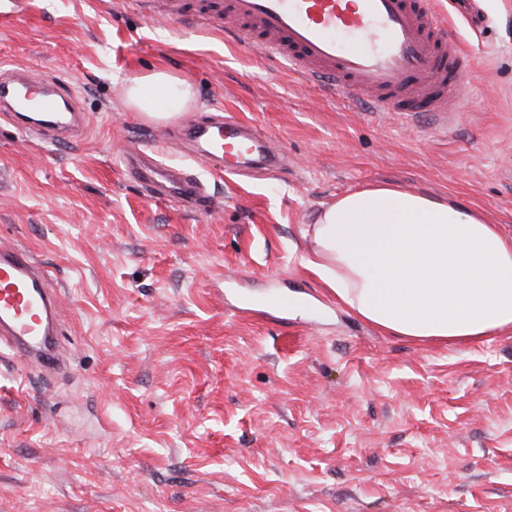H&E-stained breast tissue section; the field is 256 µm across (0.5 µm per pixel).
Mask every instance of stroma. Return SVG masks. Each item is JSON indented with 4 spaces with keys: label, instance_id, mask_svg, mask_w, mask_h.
Here are the masks:
<instances>
[{
    "label": "stroma",
    "instance_id": "obj_1",
    "mask_svg": "<svg viewBox=\"0 0 512 512\" xmlns=\"http://www.w3.org/2000/svg\"><path fill=\"white\" fill-rule=\"evenodd\" d=\"M14 2L0 75L66 84L83 119L54 141L0 112V247L46 271L70 361L0 347V512H512V333L385 334L305 269L303 236L377 183L512 233V0H436L470 58L444 128L324 98L142 0ZM158 69L193 88L165 121L126 102ZM213 111L280 163L233 176L194 153ZM132 151L203 183L206 212L151 192Z\"/></svg>",
    "mask_w": 512,
    "mask_h": 512
}]
</instances>
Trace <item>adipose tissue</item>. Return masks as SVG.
<instances>
[{
	"mask_svg": "<svg viewBox=\"0 0 512 512\" xmlns=\"http://www.w3.org/2000/svg\"><path fill=\"white\" fill-rule=\"evenodd\" d=\"M192 95L155 71L131 80L127 103L166 120ZM304 234L307 269L386 333L456 343L512 330V233L455 198L371 186L337 197Z\"/></svg>",
	"mask_w": 512,
	"mask_h": 512,
	"instance_id": "ef3b65f1",
	"label": "adipose tissue"
}]
</instances>
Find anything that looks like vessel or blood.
I'll return each mask as SVG.
<instances>
[{
    "label": "vessel or blood",
    "instance_id": "1",
    "mask_svg": "<svg viewBox=\"0 0 512 512\" xmlns=\"http://www.w3.org/2000/svg\"><path fill=\"white\" fill-rule=\"evenodd\" d=\"M171 19H196L233 41L260 47L302 80L348 102L410 118L429 112L447 119L466 94L460 76L468 63L434 0H148ZM70 94L59 84L37 100L56 112ZM207 155L221 154L227 173L252 163L257 139L241 138L235 122L194 124ZM140 179L191 211L204 208L200 187L167 168L143 167ZM58 300L38 265L19 247L0 250V346L21 364L59 365Z\"/></svg>",
    "mask_w": 512,
    "mask_h": 512
}]
</instances>
